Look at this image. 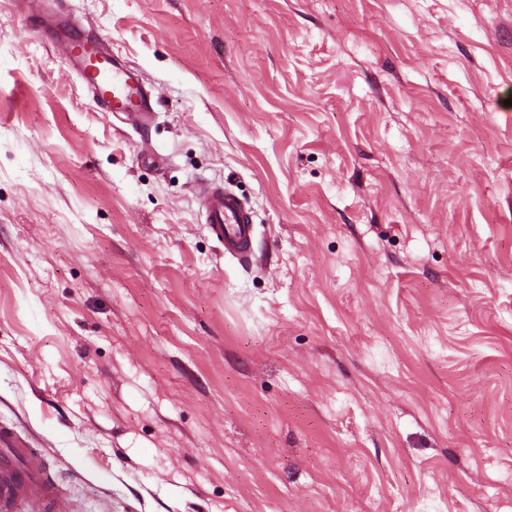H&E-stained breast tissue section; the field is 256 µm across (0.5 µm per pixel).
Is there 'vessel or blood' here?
<instances>
[{
    "instance_id": "b4317fda",
    "label": "vessel or blood",
    "mask_w": 512,
    "mask_h": 512,
    "mask_svg": "<svg viewBox=\"0 0 512 512\" xmlns=\"http://www.w3.org/2000/svg\"><path fill=\"white\" fill-rule=\"evenodd\" d=\"M68 54L78 77L93 100L138 130L148 129L155 117L151 92L139 70L109 56L106 49L89 53L85 45L69 40ZM205 222L224 245L225 253L244 259L250 252L253 224L244 201L218 184L199 187ZM26 501L48 512H68L64 499L50 480L42 453L36 448H0V512H11Z\"/></svg>"
}]
</instances>
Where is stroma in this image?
Segmentation results:
<instances>
[{"label":"stroma","mask_w":512,"mask_h":512,"mask_svg":"<svg viewBox=\"0 0 512 512\" xmlns=\"http://www.w3.org/2000/svg\"><path fill=\"white\" fill-rule=\"evenodd\" d=\"M61 11L158 101L0 0V430L71 512H512V0ZM67 48L70 62L94 101L107 104L110 112L135 129L146 130L151 126L155 104L135 66L119 58H111L101 47L96 51L100 62L92 67V54L74 37L68 38ZM205 222L224 244V252L238 259L249 256L253 224L247 204L222 185L199 186Z\"/></svg>","instance_id":"stroma-1"}]
</instances>
